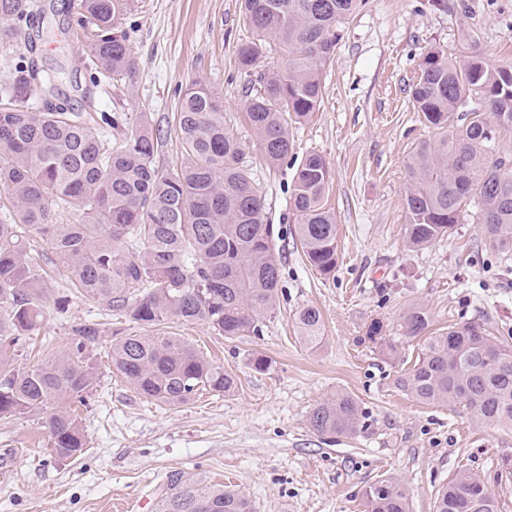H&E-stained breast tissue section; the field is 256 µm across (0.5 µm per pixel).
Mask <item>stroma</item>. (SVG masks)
Instances as JSON below:
<instances>
[{
  "label": "stroma",
  "mask_w": 512,
  "mask_h": 512,
  "mask_svg": "<svg viewBox=\"0 0 512 512\" xmlns=\"http://www.w3.org/2000/svg\"><path fill=\"white\" fill-rule=\"evenodd\" d=\"M39 14L24 44L0 48V90L11 63L35 62L56 73L46 96L78 112H123L130 127L161 135L154 158L162 169L180 159L177 110L195 80L224 102V123L249 142L242 102L257 87L241 73L237 51L251 33L239 0H132L121 28L137 69L112 94L91 80L82 50L77 0H37ZM363 0L344 23L322 74V100L313 117L290 126L293 157L267 166L257 149L246 161L266 199L268 220L280 228L279 307L257 336L228 339L203 322L171 320L164 331L182 337L233 373L234 392H201L184 405H161L136 394L113 372V339L147 328L79 298L55 297L68 283L51 272V300L33 345L9 348L27 369L56 354L71 325L101 323L93 348L97 380L78 410L87 439L79 456L55 457L46 413L0 420V512H109L124 504L158 506L167 477L180 471L211 484H234L255 512H365L371 483L394 477L405 486L409 512H434L437 491L458 473L476 475L512 512V428L488 427L466 410L422 404L398 378L410 368L416 342L386 358L362 336L371 320H396L405 306H423L436 329L475 322L512 345V252L490 246L474 213L449 237L413 250L404 237L406 160L432 137L408 90L431 50L459 60L471 52L512 60V0ZM316 152L333 172L329 204L336 215V275L320 277L294 236L291 186L303 156ZM317 307L326 339L311 350L298 339L294 312ZM270 367L254 371L251 353ZM344 392L358 403L350 434H320L309 425L313 407Z\"/></svg>",
  "instance_id": "stroma-1"
}]
</instances>
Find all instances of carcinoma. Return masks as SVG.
<instances>
[{
	"label": "carcinoma",
	"instance_id": "1",
	"mask_svg": "<svg viewBox=\"0 0 512 512\" xmlns=\"http://www.w3.org/2000/svg\"><path fill=\"white\" fill-rule=\"evenodd\" d=\"M239 2L252 38L238 49V68L251 74L268 50L287 56L285 69L259 74L260 88L244 103L253 145L276 167L292 153L288 126L319 108L323 69L361 0ZM130 5L79 0L88 67L109 86L136 73L119 29ZM36 8L35 0H0V43L28 39L15 20ZM52 83L50 73L16 65L0 99V188L13 205L12 218L0 221V345L22 344L44 317L47 270L27 251L32 231L76 296L101 302L128 322L203 321L226 338L259 335L262 319L279 305L278 234L245 161L250 144L224 126L220 97L203 82L185 88L178 108L181 161L164 171L153 163L161 138L127 128L126 113L101 112L90 122L81 112L32 103ZM409 97L437 136L420 142L407 160L408 247L423 249L449 235L471 201L489 245L511 250L512 153L501 140L512 134V62L490 63L476 52L452 62L430 50ZM332 182L329 163L312 152L300 161L291 193L303 255L325 278L338 260L336 215L328 205ZM69 210L75 221L60 222ZM293 321L304 346H320L324 326L316 307H300ZM430 324L414 303L390 327L371 320L362 339L390 354L420 339L414 362L398 379L404 391L423 403L460 405L484 425L512 427V347L472 322L435 335ZM69 335L59 355L27 370L13 367L0 349V419L56 407L47 426L59 458L75 457L86 445L69 407L95 387L91 347L102 327L84 320ZM110 358L135 393L165 405L236 387L223 366L167 332L116 338ZM309 421L321 434L352 433L359 407L338 392L318 403ZM168 482L158 512H253L238 490L176 471ZM364 499L367 512H408L406 489L395 477L369 485ZM435 512H499L498 498L479 478L460 473L437 494Z\"/></svg>",
	"mask_w": 512,
	"mask_h": 512
}]
</instances>
